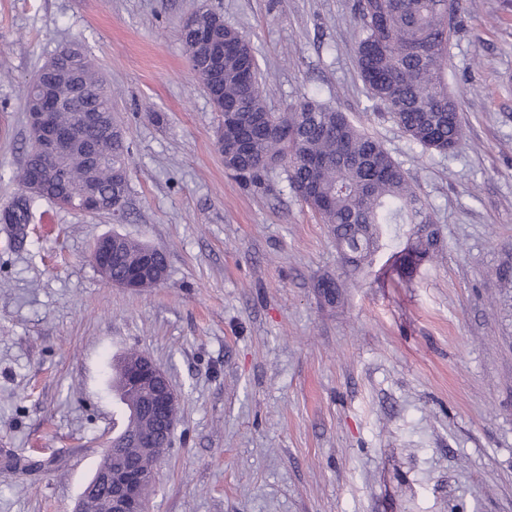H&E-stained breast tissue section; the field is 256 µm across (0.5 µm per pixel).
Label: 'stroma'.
I'll return each mask as SVG.
<instances>
[{
	"mask_svg": "<svg viewBox=\"0 0 512 512\" xmlns=\"http://www.w3.org/2000/svg\"><path fill=\"white\" fill-rule=\"evenodd\" d=\"M199 10L250 39L266 105L306 96L381 142L427 204L435 255L391 268V227L340 303L344 268L284 168L224 167V123L180 39ZM354 0H0V209L20 192L26 87L69 40L132 143L131 215L41 201L0 228V512H73L126 411L113 358L134 348L179 396L148 512H512V0H467L449 46L463 137L412 142L359 76ZM118 233L163 250L162 284H108ZM316 288L325 302L336 304L342 298L341 288H345V281L327 275L317 281Z\"/></svg>",
	"mask_w": 512,
	"mask_h": 512,
	"instance_id": "obj_1",
	"label": "stroma"
}]
</instances>
